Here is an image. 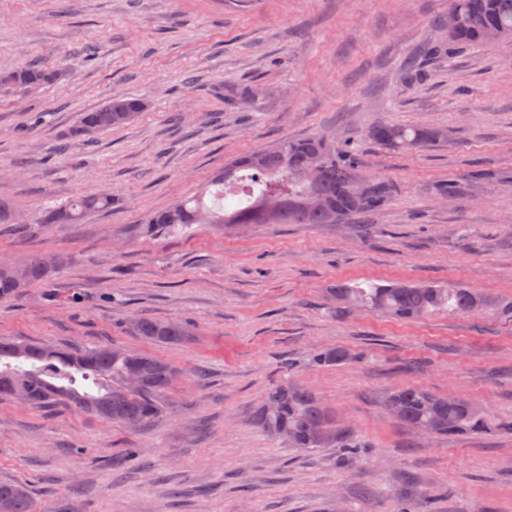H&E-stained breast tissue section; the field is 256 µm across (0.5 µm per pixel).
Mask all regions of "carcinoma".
I'll return each mask as SVG.
<instances>
[{
  "instance_id": "1",
  "label": "carcinoma",
  "mask_w": 512,
  "mask_h": 512,
  "mask_svg": "<svg viewBox=\"0 0 512 512\" xmlns=\"http://www.w3.org/2000/svg\"><path fill=\"white\" fill-rule=\"evenodd\" d=\"M450 9L458 14L456 27L446 35L448 42L437 50L450 52L469 45L512 38V0H451ZM58 72L37 62L0 74V83L44 85L56 80ZM144 103L136 98H114L86 112L82 127L110 130L132 121ZM366 137L392 150L422 148L447 140V131L428 124L402 125L379 122L369 127ZM324 173L318 184L303 177L311 163ZM359 158L350 146L341 149L320 137L286 139L271 149L253 151L233 160L215 184L221 200L228 193L243 194L247 205L226 212L213 209L202 198H187L176 205L151 212L144 233L186 230L194 224H257L259 205L268 195H278L286 203L276 224H334L354 215L385 206L388 189L371 182L362 197L352 191L357 180ZM314 193L322 206L302 204ZM112 207V197L91 193L56 207H49L33 219L35 224H79L94 212ZM63 259L53 267L46 257L32 255L21 268L26 279L17 278L13 267L0 265V300L20 294L27 286L46 281L59 272ZM328 294L344 308L379 312L395 319L413 321L438 311L471 315L483 305L471 289L436 282L395 281L371 284L366 288L338 282ZM129 332L156 345H173L191 335V325L182 320L138 317ZM349 359L342 349L328 348L310 354L307 364L325 368ZM175 368L160 357L140 350L95 346L73 349L37 344L26 340L0 339V398L15 400L32 409L65 405L99 420L122 425L129 418L146 427L163 416L162 397L171 386ZM137 375L139 387L132 389L127 377ZM385 407L403 424L435 435L512 432V419L499 417L478 407L467 398L437 395L417 385L394 389ZM256 425L290 448L311 452L319 448H342L347 457L358 454L362 444L351 428L339 429L333 415L308 388L286 382L270 389L255 416ZM0 512H36L28 488L18 482H0Z\"/></svg>"
}]
</instances>
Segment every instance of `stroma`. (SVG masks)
I'll list each match as a JSON object with an SVG mask.
<instances>
[{"label":"stroma","mask_w":512,"mask_h":512,"mask_svg":"<svg viewBox=\"0 0 512 512\" xmlns=\"http://www.w3.org/2000/svg\"><path fill=\"white\" fill-rule=\"evenodd\" d=\"M449 0H0V73L42 60L59 79L0 86V200L19 215L106 191L80 224L0 232V260L64 253L49 283L0 301V338L101 344L178 374L149 428L0 399V482L38 512H512V434L435 436L390 415L416 384L512 414V40L431 53ZM415 57L423 80L409 79ZM250 86L253 100L235 92ZM139 98L130 124L78 134L82 113ZM425 123L448 139L392 151L366 130ZM319 135L354 143L361 178L390 184L377 212L335 224H196L139 234L150 212L204 193L235 157ZM464 186L452 201L437 189ZM436 281L487 308L416 322L331 317L330 285ZM83 303H72V294ZM187 320L158 347L133 317ZM349 361L319 369L309 352ZM314 391L366 449L304 452L255 415L268 389ZM348 359L349 353L346 350L328 348L311 353L307 360V364L316 368H325L344 363Z\"/></svg>","instance_id":"1"}]
</instances>
